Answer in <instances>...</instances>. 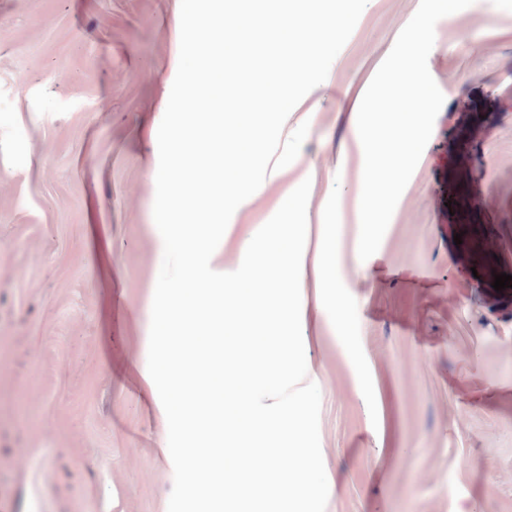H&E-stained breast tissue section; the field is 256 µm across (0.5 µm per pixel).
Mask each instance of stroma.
<instances>
[{
	"label": "stroma",
	"instance_id": "stroma-1",
	"mask_svg": "<svg viewBox=\"0 0 512 512\" xmlns=\"http://www.w3.org/2000/svg\"><path fill=\"white\" fill-rule=\"evenodd\" d=\"M429 71L445 101L404 193L415 222L358 256L362 146L343 116L419 4L368 3L327 79L288 116L309 131L233 214L235 270L310 180L307 379L321 395L326 512H512V0ZM180 0H0V500L16 512H167V421L145 392L162 238L157 132ZM334 164L321 169L319 156Z\"/></svg>",
	"mask_w": 512,
	"mask_h": 512
}]
</instances>
